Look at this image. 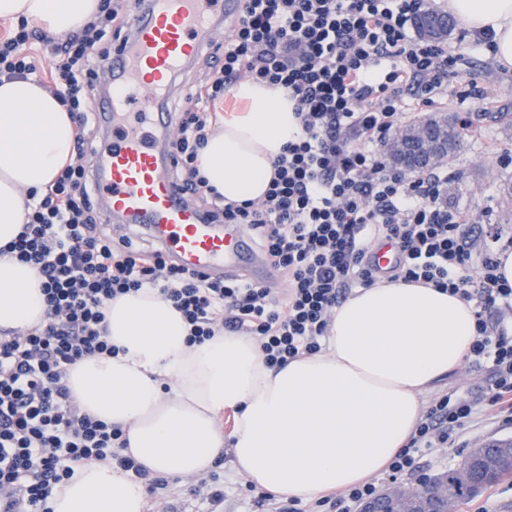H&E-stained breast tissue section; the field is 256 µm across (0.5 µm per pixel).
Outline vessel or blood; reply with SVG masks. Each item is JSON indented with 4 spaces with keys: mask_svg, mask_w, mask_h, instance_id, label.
<instances>
[{
    "mask_svg": "<svg viewBox=\"0 0 512 512\" xmlns=\"http://www.w3.org/2000/svg\"><path fill=\"white\" fill-rule=\"evenodd\" d=\"M127 9L128 31L105 61L112 90L91 103L112 131L109 151L91 161L101 200L191 271L268 283V260L244 225L213 222L170 176L178 155L168 101L179 75L214 45L221 19L238 15L240 0H129Z\"/></svg>",
    "mask_w": 512,
    "mask_h": 512,
    "instance_id": "vessel-or-blood-1",
    "label": "vessel or blood"
}]
</instances>
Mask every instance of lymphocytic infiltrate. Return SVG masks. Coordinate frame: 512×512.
<instances>
[{"instance_id": "1", "label": "lymphocytic infiltrate", "mask_w": 512, "mask_h": 512, "mask_svg": "<svg viewBox=\"0 0 512 512\" xmlns=\"http://www.w3.org/2000/svg\"><path fill=\"white\" fill-rule=\"evenodd\" d=\"M241 2L221 65L184 96L174 175L216 222L247 226L286 285L280 294L243 279H204L169 264L157 247L102 228L90 175L99 147L91 98L106 84L98 43L124 13L123 0L101 5L94 21L57 42L25 19L0 37V77L48 73L75 124L74 160L45 192L26 199L18 235L0 246V258L36 271L48 307L44 323L0 331V497L8 498V512H47L52 491L75 465L92 461L111 460L149 490L159 488L160 479L124 456L122 428L83 412L65 383L77 362L118 354L106 338L105 308L144 288L182 313L189 342L241 332L272 367L320 352L336 306L353 289L384 280L440 289L475 309L467 361L486 371L485 403L452 392L435 398L387 465V479L421 476L427 452L458 447L477 411L512 421V336L503 324L512 284L497 276L493 250L473 252L470 212L448 204L452 173L442 166L411 174L387 153L402 120L449 98L474 115L491 110L474 79L449 93L460 54L410 34L408 23L427 0ZM241 77L286 90L300 133L274 160L262 200L228 203L197 161L216 127L217 105ZM383 241L395 243L400 258L381 273L369 253ZM378 493L367 481L322 496L308 510L291 499L277 512H355Z\"/></svg>"}]
</instances>
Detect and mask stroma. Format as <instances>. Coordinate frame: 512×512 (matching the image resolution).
<instances>
[{
    "label": "stroma",
    "instance_id": "stroma-1",
    "mask_svg": "<svg viewBox=\"0 0 512 512\" xmlns=\"http://www.w3.org/2000/svg\"><path fill=\"white\" fill-rule=\"evenodd\" d=\"M464 22H457L448 39L450 48L460 50L463 59L458 66L459 78L450 79L449 90H456L460 78H475L490 98L496 100L500 116H487L481 120L480 136H465L459 153L449 159L447 166L456 175L448 185L449 204L468 209L476 224L493 223L500 238L491 241L484 234H476L475 248H493L501 251L512 245V197H506L504 188L512 184V167L505 169L486 153L485 142H493L502 150L512 152V68L502 67L494 55L474 43L467 34ZM482 370L465 365L434 383L421 394L424 406H431L434 398L454 390L471 401H482ZM511 438L512 424H503L500 419L479 415L459 436V448L439 451L429 456L427 468L430 474L457 467L471 448L493 439ZM219 483L224 488V502L212 506L205 496L192 494L189 478H170L165 500L147 495L145 512H157L160 504L170 505V512H267L256 506L254 494L247 488V478L238 473L232 456H224L216 469Z\"/></svg>",
    "mask_w": 512,
    "mask_h": 512
}]
</instances>
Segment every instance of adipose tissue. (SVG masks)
I'll return each instance as SVG.
<instances>
[{
    "instance_id": "1",
    "label": "adipose tissue",
    "mask_w": 512,
    "mask_h": 512,
    "mask_svg": "<svg viewBox=\"0 0 512 512\" xmlns=\"http://www.w3.org/2000/svg\"><path fill=\"white\" fill-rule=\"evenodd\" d=\"M100 0H0L1 19L28 16L54 35L82 30ZM474 32L492 31L512 66V0H448ZM199 156L226 201L264 196L272 162L299 131L285 92L249 80ZM74 124L60 97L33 78L0 79V246L20 231L25 196L44 192L73 155ZM46 303L29 267L0 260V328L42 322ZM115 356L79 361L65 382L84 411L122 426L127 453L149 474L199 476L231 452L238 471L281 497L348 489L383 470L414 431L421 394L455 371L474 341L471 303L401 281L359 290L337 307L323 351L269 367L254 340L220 333L187 343L171 302L143 289L110 302ZM232 411L231 435L217 418ZM50 512H144L145 485L112 461L75 466Z\"/></svg>"
}]
</instances>
